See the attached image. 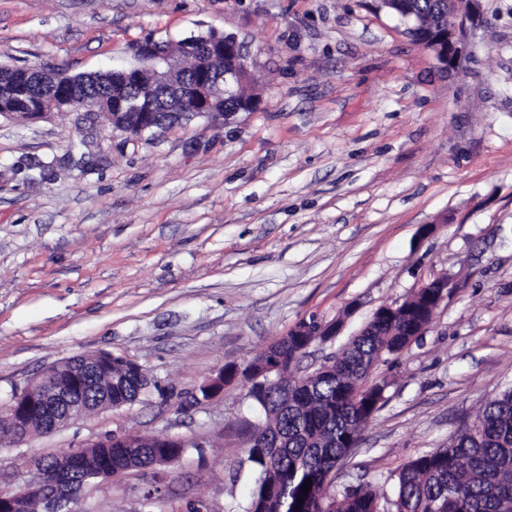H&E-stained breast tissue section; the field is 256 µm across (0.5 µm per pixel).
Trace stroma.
<instances>
[{"label":"stroma","instance_id":"1","mask_svg":"<svg viewBox=\"0 0 512 512\" xmlns=\"http://www.w3.org/2000/svg\"><path fill=\"white\" fill-rule=\"evenodd\" d=\"M452 68L379 0H0V65L68 74L134 66L131 44L216 30L248 53L257 106L137 138L65 109L0 116V406L44 368L111 352L150 385L138 402L14 447L61 455L133 430L189 441L173 467L86 493L81 512H246L237 379L298 323H336L291 370L337 354L380 307L445 274L421 336L383 355L384 397L334 494L393 496L409 460L512 387V0H453ZM454 288L456 286L447 275H440L421 280L416 291H428L429 306L435 311L444 301H448Z\"/></svg>","mask_w":512,"mask_h":512}]
</instances>
